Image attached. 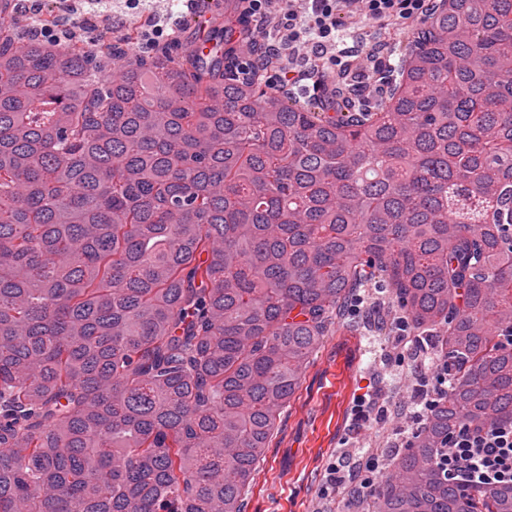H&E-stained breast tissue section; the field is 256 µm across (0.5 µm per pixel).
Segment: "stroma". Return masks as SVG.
I'll list each match as a JSON object with an SVG mask.
<instances>
[{
	"label": "stroma",
	"mask_w": 512,
	"mask_h": 512,
	"mask_svg": "<svg viewBox=\"0 0 512 512\" xmlns=\"http://www.w3.org/2000/svg\"><path fill=\"white\" fill-rule=\"evenodd\" d=\"M122 0H97L77 10H55V35H78L85 24L101 28L104 19L125 14ZM180 0H144L130 26L146 29L150 21L182 31ZM390 336H362L348 323L336 325L313 355L299 390L281 414L275 433L253 475L245 512H347L342 491H324L326 469L335 460L350 461L361 438L397 435L407 419L389 403L391 372L401 370L389 350ZM371 391L373 407L364 428L352 427V397Z\"/></svg>",
	"instance_id": "1"
}]
</instances>
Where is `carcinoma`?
<instances>
[{
	"mask_svg": "<svg viewBox=\"0 0 512 512\" xmlns=\"http://www.w3.org/2000/svg\"><path fill=\"white\" fill-rule=\"evenodd\" d=\"M236 19L204 61L48 44L0 0V512H244L353 301L456 372L353 512H512L431 463L512 420V0H442L332 112L230 81Z\"/></svg>",
	"mask_w": 512,
	"mask_h": 512,
	"instance_id": "obj_1",
	"label": "carcinoma"
}]
</instances>
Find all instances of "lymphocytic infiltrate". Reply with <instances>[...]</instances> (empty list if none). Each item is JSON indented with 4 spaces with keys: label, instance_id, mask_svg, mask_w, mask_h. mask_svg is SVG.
I'll use <instances>...</instances> for the list:
<instances>
[{
    "label": "lymphocytic infiltrate",
    "instance_id": "1",
    "mask_svg": "<svg viewBox=\"0 0 512 512\" xmlns=\"http://www.w3.org/2000/svg\"><path fill=\"white\" fill-rule=\"evenodd\" d=\"M241 14L265 42L264 57L242 52L243 74L260 77L274 89L300 81L312 84L313 95L324 99L339 92L355 56L342 41L347 21L363 16L389 26L396 22H426L438 8V0H239ZM433 383L429 399H412L408 414L418 424L436 399L446 395L453 372L440 354H433L422 371ZM435 466L471 487L512 485V422L488 426L460 423L448 436V444L434 457ZM382 478L378 459L366 460L357 471L343 462L328 467L332 486L355 485L357 490L376 491Z\"/></svg>",
    "mask_w": 512,
    "mask_h": 512
}]
</instances>
